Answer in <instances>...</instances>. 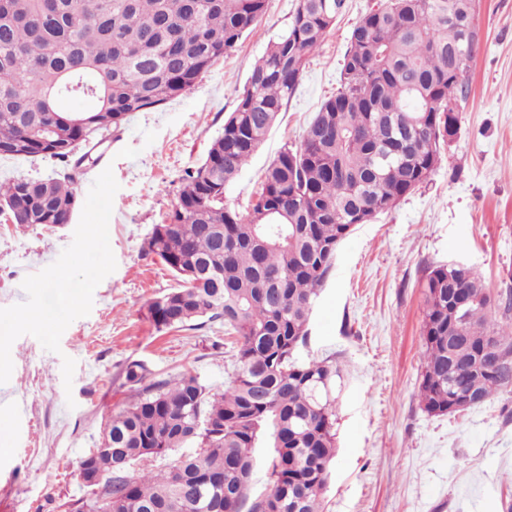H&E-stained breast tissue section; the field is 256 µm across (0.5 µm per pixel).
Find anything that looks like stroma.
<instances>
[{"label":"stroma","mask_w":512,"mask_h":512,"mask_svg":"<svg viewBox=\"0 0 512 512\" xmlns=\"http://www.w3.org/2000/svg\"><path fill=\"white\" fill-rule=\"evenodd\" d=\"M376 0L348 10L311 56L295 95L224 200L246 210L261 174L300 144L334 95L351 30ZM297 0H269L237 47L182 97L133 114L91 150L71 224L19 225L0 214V512H64L86 496L77 463L101 447L128 391L124 367L158 378L196 375L223 392L235 369L222 321L158 331L148 304L176 287L144 251L177 201L186 171L224 130V118ZM480 41L459 130L422 185L342 245L311 317L305 356L336 355L337 455L325 512H506L512 504V398L435 416L419 400L427 266L457 262L487 288L512 285V0H479ZM70 274L67 293L55 286Z\"/></svg>","instance_id":"35a3bbf8"}]
</instances>
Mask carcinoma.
I'll list each match as a JSON object with an SVG mask.
<instances>
[{
	"label": "carcinoma",
	"mask_w": 512,
	"mask_h": 512,
	"mask_svg": "<svg viewBox=\"0 0 512 512\" xmlns=\"http://www.w3.org/2000/svg\"><path fill=\"white\" fill-rule=\"evenodd\" d=\"M473 0H377L354 25L339 88L296 147L266 168L244 212L224 190L266 140L310 56L346 0H297L288 29L254 65L205 159L186 172L164 224L145 250L174 273L164 303H149L159 330L206 317L224 322L236 348L224 392L198 377L156 379L129 363L130 399L112 412V512H324L336 457V359H305L309 323L341 245L359 224L395 208L441 160L448 104L464 101L479 43ZM266 0H0V147L71 168L45 183L0 182L14 224H63L76 198L75 150L117 131L136 112L183 96L265 14ZM88 105L79 111L69 101ZM424 298L419 398L448 414V395L474 389L476 406L512 393V373L474 367L489 339L512 348V287L485 307L482 276L456 262L431 265ZM475 297L453 310L456 293ZM462 338L448 342V324ZM269 441L265 492L249 499L255 448ZM167 470L152 463L183 448Z\"/></svg>",
	"instance_id": "cac0c4a2"
}]
</instances>
